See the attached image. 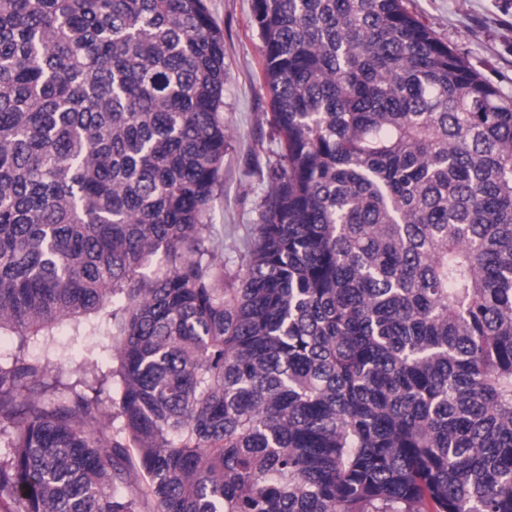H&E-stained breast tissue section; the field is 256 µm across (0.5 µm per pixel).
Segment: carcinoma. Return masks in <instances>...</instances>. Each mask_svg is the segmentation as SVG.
Wrapping results in <instances>:
<instances>
[{"instance_id": "obj_1", "label": "carcinoma", "mask_w": 512, "mask_h": 512, "mask_svg": "<svg viewBox=\"0 0 512 512\" xmlns=\"http://www.w3.org/2000/svg\"><path fill=\"white\" fill-rule=\"evenodd\" d=\"M253 22L277 149L232 275L206 0H0V332L67 320L116 363L0 362V497L512 512V103L403 0Z\"/></svg>"}]
</instances>
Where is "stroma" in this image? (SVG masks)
<instances>
[{"label":"stroma","mask_w":512,"mask_h":512,"mask_svg":"<svg viewBox=\"0 0 512 512\" xmlns=\"http://www.w3.org/2000/svg\"><path fill=\"white\" fill-rule=\"evenodd\" d=\"M224 33V108L228 130L222 174L224 185L210 204L211 238L234 271L242 262L243 244L259 218L272 158L269 97L259 68L262 43L252 21V0H206ZM406 10L436 36L462 54L505 99H512V0H403ZM21 355L50 360L65 381L82 378L89 362L112 367L109 336H77L70 322L53 336L20 342L0 335V358Z\"/></svg>","instance_id":"obj_1"}]
</instances>
